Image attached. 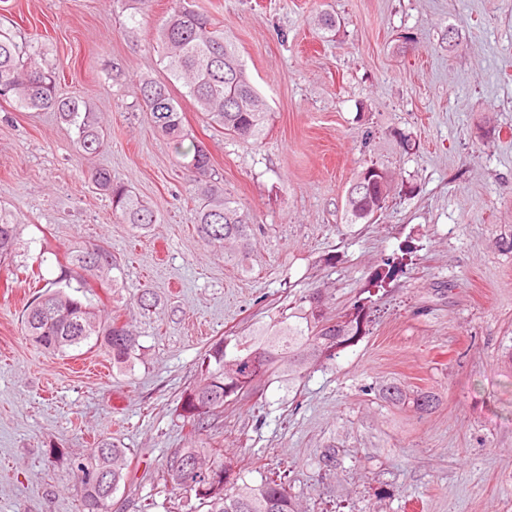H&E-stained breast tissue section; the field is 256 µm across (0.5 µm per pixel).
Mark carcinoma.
<instances>
[{"label":"carcinoma","instance_id":"carcinoma-1","mask_svg":"<svg viewBox=\"0 0 512 512\" xmlns=\"http://www.w3.org/2000/svg\"><path fill=\"white\" fill-rule=\"evenodd\" d=\"M161 63L166 78L145 77L140 83L142 108L150 113L154 128L173 144L179 164L198 185L199 203L195 229L208 246L224 253V262L243 265L250 255L252 224L235 198L212 180L210 156L196 142L184 145L185 129L180 105L171 84L181 83L184 95L198 111L224 131L240 139L256 140L264 132L268 106L246 74L233 37L210 16L195 10L187 0H172V13L158 30ZM0 99L19 109L55 112L76 129L75 148L83 158L96 156L107 148L104 117L79 97H63L56 86L55 69L46 63L44 52L12 30L0 27ZM92 183L111 199L112 213L120 224L143 227L157 223L154 210L114 181L104 167L89 171ZM392 180L371 165L359 171L345 198L349 224H371L385 207ZM18 240V225L0 216V259L12 254ZM95 257L83 247L69 254L77 269L79 285L89 278L107 279L119 266L112 251L99 244ZM309 308H300L291 323L280 321L253 332V339L238 342L228 351L229 342L212 343L198 365V377L181 395L178 416L197 438V445L176 451L167 461L158 482L182 488L207 512H300L285 478L268 470L253 485L226 456L224 448L203 438L209 420L224 414L228 398L247 394L265 377L288 374V383L301 380L305 372L336 355V349L355 342L365 323L363 308L333 319L322 311L320 293L308 298ZM24 330L46 350L67 354L82 347L103 348L112 364L121 368L135 358L138 337L129 324L106 317L91 303H85L63 288L46 291L25 309ZM382 398L400 405L411 401L416 410L427 413L438 397L430 391L408 396L405 387L386 383ZM127 449L108 438L93 442L86 454L70 460V470L78 490V512H112V495L129 473ZM215 468L227 475L223 482H205L201 475ZM103 472L108 481L93 474Z\"/></svg>","mask_w":512,"mask_h":512}]
</instances>
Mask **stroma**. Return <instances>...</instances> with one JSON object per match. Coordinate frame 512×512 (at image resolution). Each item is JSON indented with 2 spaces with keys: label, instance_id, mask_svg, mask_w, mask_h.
Returning a JSON list of instances; mask_svg holds the SVG:
<instances>
[{
  "label": "stroma",
  "instance_id": "stroma-1",
  "mask_svg": "<svg viewBox=\"0 0 512 512\" xmlns=\"http://www.w3.org/2000/svg\"><path fill=\"white\" fill-rule=\"evenodd\" d=\"M193 5L231 32L268 104L262 138L242 140L172 88L254 226L242 267L197 236L196 186L139 106L141 79L164 76L157 30L171 0H0V19L56 67L59 93L109 126L107 150L83 159L57 114L0 100V209L19 226L0 264V512H78L68 463L100 436L131 462L112 512H181L183 492L155 474L190 442L178 404L207 346L316 291L333 318L362 305V336L295 386L272 376L225 407L212 435L227 456L287 474L304 512H512V0ZM323 11L335 32L315 25ZM98 165L157 223H116L88 178ZM367 165L393 190L374 223L350 224L346 192ZM84 243L121 265L117 286L93 282L87 297L138 336L123 371L103 349L60 356L24 331L27 303L57 288ZM387 381L439 404H386Z\"/></svg>",
  "mask_w": 512,
  "mask_h": 512
}]
</instances>
